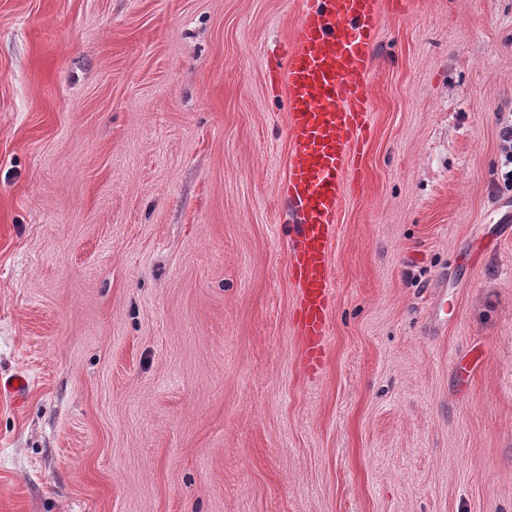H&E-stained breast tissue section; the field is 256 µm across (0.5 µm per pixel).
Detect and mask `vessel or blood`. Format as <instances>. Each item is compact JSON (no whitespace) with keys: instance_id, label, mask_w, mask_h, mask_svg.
<instances>
[{"instance_id":"vessel-or-blood-1","label":"vessel or blood","mask_w":512,"mask_h":512,"mask_svg":"<svg viewBox=\"0 0 512 512\" xmlns=\"http://www.w3.org/2000/svg\"><path fill=\"white\" fill-rule=\"evenodd\" d=\"M378 0H303L285 61H266L287 91L291 139L284 189L296 215L288 227V276L297 288V325L310 362L322 357L331 271L327 244L345 188L350 154L369 128L366 91L374 71Z\"/></svg>"}]
</instances>
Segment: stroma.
<instances>
[{"instance_id": "stroma-1", "label": "stroma", "mask_w": 512, "mask_h": 512, "mask_svg": "<svg viewBox=\"0 0 512 512\" xmlns=\"http://www.w3.org/2000/svg\"><path fill=\"white\" fill-rule=\"evenodd\" d=\"M301 7L0 0V512H512V0L383 8L318 366L264 68Z\"/></svg>"}]
</instances>
